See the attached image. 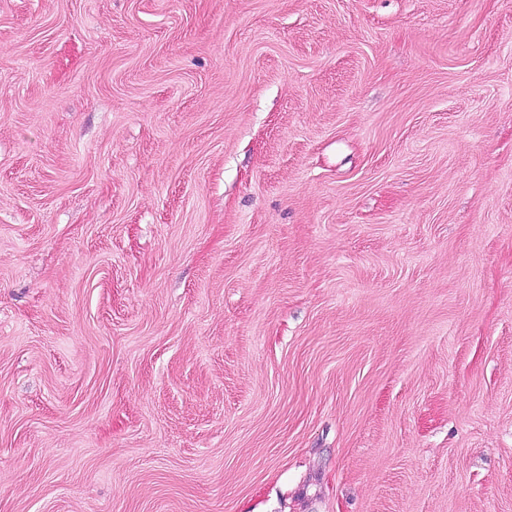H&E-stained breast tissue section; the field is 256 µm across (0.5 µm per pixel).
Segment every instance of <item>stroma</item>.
Masks as SVG:
<instances>
[{"label": "stroma", "instance_id": "stroma-1", "mask_svg": "<svg viewBox=\"0 0 512 512\" xmlns=\"http://www.w3.org/2000/svg\"><path fill=\"white\" fill-rule=\"evenodd\" d=\"M0 512H512V0H0Z\"/></svg>", "mask_w": 512, "mask_h": 512}]
</instances>
